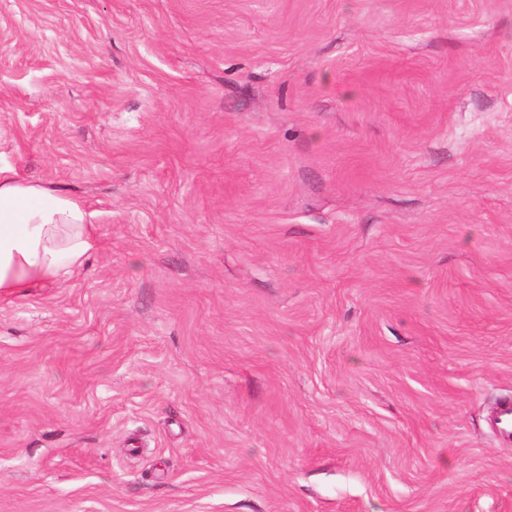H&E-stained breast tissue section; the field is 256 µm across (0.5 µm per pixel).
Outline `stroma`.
Wrapping results in <instances>:
<instances>
[{"mask_svg":"<svg viewBox=\"0 0 512 512\" xmlns=\"http://www.w3.org/2000/svg\"><path fill=\"white\" fill-rule=\"evenodd\" d=\"M0 166L99 248L0 299V512H512V0H0Z\"/></svg>","mask_w":512,"mask_h":512,"instance_id":"35a3bbf8","label":"stroma"}]
</instances>
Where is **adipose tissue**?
<instances>
[{"label": "adipose tissue", "instance_id": "obj_1", "mask_svg": "<svg viewBox=\"0 0 512 512\" xmlns=\"http://www.w3.org/2000/svg\"><path fill=\"white\" fill-rule=\"evenodd\" d=\"M98 245L80 200L0 166V297L70 280Z\"/></svg>", "mask_w": 512, "mask_h": 512}]
</instances>
